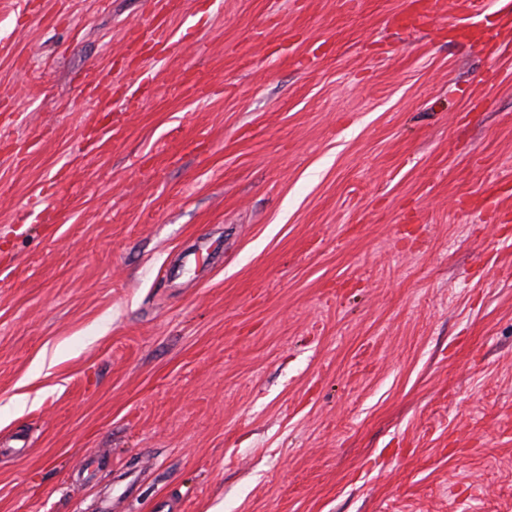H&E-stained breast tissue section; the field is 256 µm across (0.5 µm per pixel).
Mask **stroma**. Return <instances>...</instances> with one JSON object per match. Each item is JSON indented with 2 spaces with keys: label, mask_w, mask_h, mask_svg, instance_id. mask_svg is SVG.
<instances>
[{
  "label": "stroma",
  "mask_w": 512,
  "mask_h": 512,
  "mask_svg": "<svg viewBox=\"0 0 512 512\" xmlns=\"http://www.w3.org/2000/svg\"><path fill=\"white\" fill-rule=\"evenodd\" d=\"M431 2L0 0V512H512V25Z\"/></svg>",
  "instance_id": "1"
}]
</instances>
